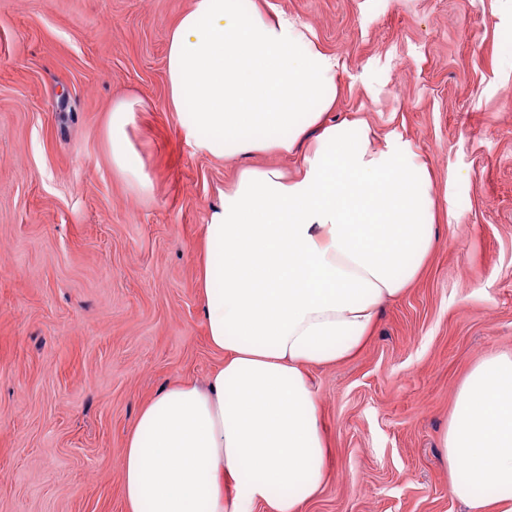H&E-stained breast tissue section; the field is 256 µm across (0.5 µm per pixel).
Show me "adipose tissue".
I'll return each instance as SVG.
<instances>
[{
  "instance_id": "ef3b65f1",
  "label": "adipose tissue",
  "mask_w": 512,
  "mask_h": 512,
  "mask_svg": "<svg viewBox=\"0 0 512 512\" xmlns=\"http://www.w3.org/2000/svg\"><path fill=\"white\" fill-rule=\"evenodd\" d=\"M165 63L167 108L199 151L310 144L294 177L243 169L204 225L199 292L224 361L207 386L177 383L142 407L123 449L124 512H300L326 479L308 370L357 352L379 307L417 279L436 240L430 174L364 120L324 123L339 63L271 0H193ZM140 108L115 101L107 130L114 170L145 188L128 138ZM442 448L452 496L512 512V353L469 372Z\"/></svg>"
}]
</instances>
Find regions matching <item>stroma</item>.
<instances>
[{
	"label": "stroma",
	"instance_id": "35a3bbf8",
	"mask_svg": "<svg viewBox=\"0 0 512 512\" xmlns=\"http://www.w3.org/2000/svg\"><path fill=\"white\" fill-rule=\"evenodd\" d=\"M339 60L356 116L427 165L437 241L353 357L309 376L329 476L301 512H468L441 438L476 363L512 352V0H272ZM191 0H0V512H123L122 448L163 387L206 384L202 226L241 168L166 107ZM152 183L112 167L113 101Z\"/></svg>",
	"mask_w": 512,
	"mask_h": 512
}]
</instances>
